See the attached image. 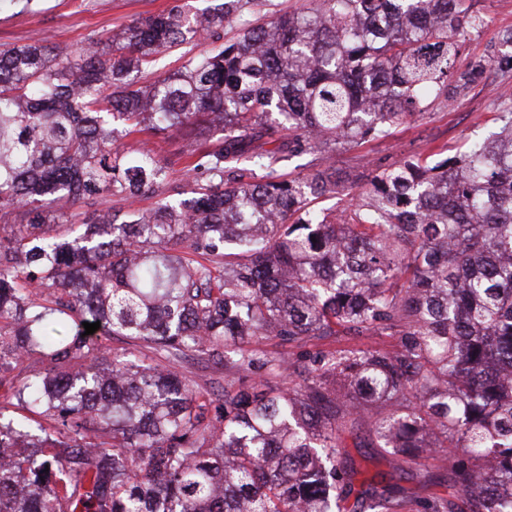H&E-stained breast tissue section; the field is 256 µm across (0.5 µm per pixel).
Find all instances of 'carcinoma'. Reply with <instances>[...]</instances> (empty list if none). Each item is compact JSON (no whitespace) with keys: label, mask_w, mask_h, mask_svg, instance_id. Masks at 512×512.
<instances>
[{"label":"carcinoma","mask_w":512,"mask_h":512,"mask_svg":"<svg viewBox=\"0 0 512 512\" xmlns=\"http://www.w3.org/2000/svg\"><path fill=\"white\" fill-rule=\"evenodd\" d=\"M247 4L0 50V386L48 366L9 396L48 425L0 411V512H512V375L488 371L512 366V110L346 188L334 161L448 99L486 15L308 0L249 21ZM144 131L186 141L184 177L122 145ZM97 321L151 362L107 360ZM339 336L391 343L312 348ZM190 356L224 369L223 395L176 370ZM366 417L394 459L448 461L461 495L417 502L352 464Z\"/></svg>","instance_id":"obj_1"}]
</instances>
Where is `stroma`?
<instances>
[{
    "label": "stroma",
    "mask_w": 512,
    "mask_h": 512,
    "mask_svg": "<svg viewBox=\"0 0 512 512\" xmlns=\"http://www.w3.org/2000/svg\"><path fill=\"white\" fill-rule=\"evenodd\" d=\"M204 7L205 0H33L31 10L0 0V49L22 45L37 39L53 43L84 45L89 39L106 36L113 30L175 5ZM481 10L488 23L470 33L461 44L453 75L448 80V98L429 102L417 121L393 128L390 136L359 147L340 151L336 167L345 180H354L360 170L357 158L367 161H393L442 146L449 153L463 149L468 140L494 131L500 112L512 105V78L499 70L497 58L502 51L501 35L512 29V0H469ZM377 471L406 493L418 496H449L456 487L448 483V465L434 458L419 461L417 471H431L435 479L423 483L411 473L394 470L386 459H379Z\"/></svg>",
    "instance_id": "35a3bbf8"
}]
</instances>
